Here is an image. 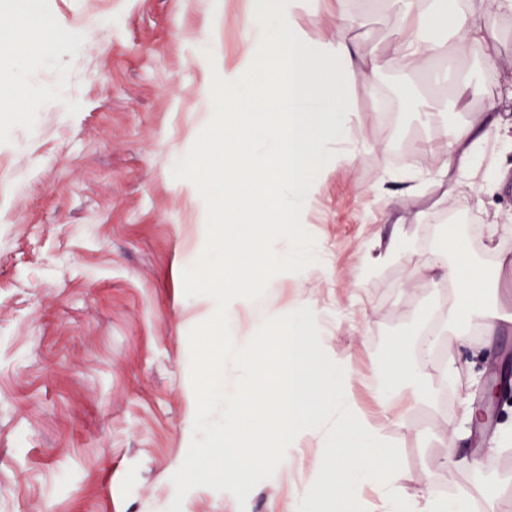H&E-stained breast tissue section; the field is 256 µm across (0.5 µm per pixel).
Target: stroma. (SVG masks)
<instances>
[{
	"label": "stroma",
	"mask_w": 512,
	"mask_h": 512,
	"mask_svg": "<svg viewBox=\"0 0 512 512\" xmlns=\"http://www.w3.org/2000/svg\"><path fill=\"white\" fill-rule=\"evenodd\" d=\"M386 0H348L344 34L376 84L356 80L354 143L328 171L305 217L317 263L274 276L268 300L295 298L317 315L325 356L350 366L358 405L374 418L400 460L391 477L404 498L424 487L481 500L484 512H512V403L497 423L471 413L486 382L512 356V325L480 331L460 346L445 320L460 284L439 283L440 228L484 243L470 259L484 277L478 306L512 315V229L476 211L480 180L445 172L448 122L483 112L512 84V14L496 19L499 39L483 51L497 65L474 77L466 111L434 118L450 85L432 82L447 55L400 67ZM52 31L42 57L0 56V79L23 84L32 111L0 127V512H289L312 478L320 436L284 471L257 470L247 489L181 470L220 427L223 393L207 422H190L199 388L189 318L193 270L173 266L176 241L193 222L190 198L198 121L196 93L242 50V0H38ZM298 23L307 39L335 37L336 0H306ZM416 106L378 112L402 82ZM420 179L406 191L402 175ZM405 242L395 251V242ZM433 331L442 359L424 376L435 394L384 410L378 363L411 332ZM259 337L232 341L224 379L246 386L250 362L265 361ZM457 363L453 380L443 363ZM481 461L480 471L462 466Z\"/></svg>",
	"instance_id": "obj_1"
}]
</instances>
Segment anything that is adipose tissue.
<instances>
[{
  "instance_id": "ef3b65f1",
  "label": "adipose tissue",
  "mask_w": 512,
  "mask_h": 512,
  "mask_svg": "<svg viewBox=\"0 0 512 512\" xmlns=\"http://www.w3.org/2000/svg\"><path fill=\"white\" fill-rule=\"evenodd\" d=\"M303 0H247L244 48L220 78L207 81L196 98L197 111L224 113V145L211 149L198 140L196 181L211 192L198 202V217L182 239L180 253L198 275L191 288L198 327L194 368L214 380L224 375L227 346L214 335L224 324L248 335L254 324L279 315L277 331L263 343L276 352L277 377L246 389H226L223 447L209 472L214 479L244 483L257 467L286 468L291 447L323 431L326 448L313 462V480L297 500L299 512H361L364 485L381 486L386 512H415L389 482L397 468L393 449L378 425L356 406L352 371L336 362L315 359L313 314L302 304L281 303L279 312L262 306L245 292L244 283L265 281L270 268L288 272L298 261H312L313 249L299 220L307 211L327 167L336 159L332 144L352 141L351 86L360 72L357 47L344 36L309 42L297 23ZM392 26L399 36L398 55L405 64L448 51L467 56L472 45L498 38L496 18L512 14V0H471L461 10L456 0H394ZM512 87L490 100L475 121L451 127L449 168L459 182L483 174L486 200H493L508 170L512 124L503 117ZM495 141L497 166L483 167L484 145ZM248 180L264 199L259 210L227 207V197ZM287 238L288 252L271 251L270 230ZM249 311L240 321L238 309ZM411 337L399 340L379 365L384 381L380 397L391 406L402 397L425 394ZM309 363L308 372L298 370ZM279 417L274 435L262 429L269 414Z\"/></svg>"
}]
</instances>
